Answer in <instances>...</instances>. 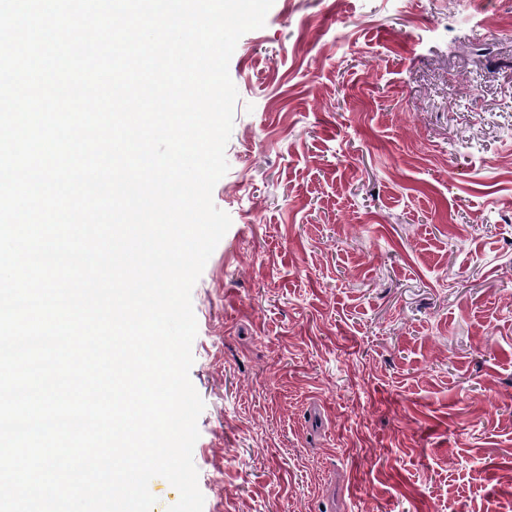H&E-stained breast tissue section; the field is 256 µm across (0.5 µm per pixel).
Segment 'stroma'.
I'll return each mask as SVG.
<instances>
[{
	"label": "stroma",
	"mask_w": 512,
	"mask_h": 512,
	"mask_svg": "<svg viewBox=\"0 0 512 512\" xmlns=\"http://www.w3.org/2000/svg\"><path fill=\"white\" fill-rule=\"evenodd\" d=\"M229 74L203 512H512V0H274Z\"/></svg>",
	"instance_id": "obj_1"
}]
</instances>
